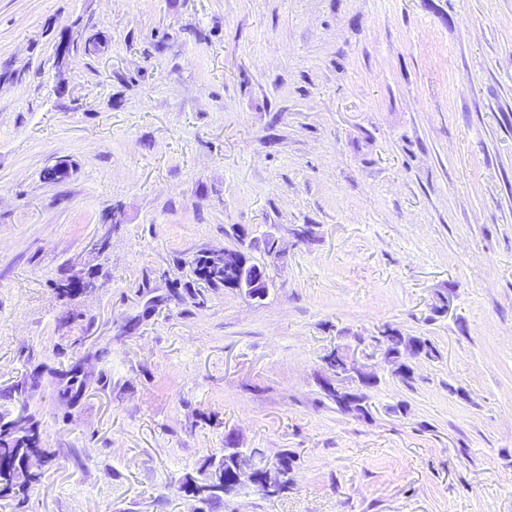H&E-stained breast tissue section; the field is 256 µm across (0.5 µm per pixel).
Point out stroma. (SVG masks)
Here are the masks:
<instances>
[{
	"mask_svg": "<svg viewBox=\"0 0 512 512\" xmlns=\"http://www.w3.org/2000/svg\"><path fill=\"white\" fill-rule=\"evenodd\" d=\"M240 244L264 298L192 273ZM384 327L437 356L337 411ZM5 413L51 460L0 512H193L231 445L292 485L207 512H512V0H0Z\"/></svg>",
	"mask_w": 512,
	"mask_h": 512,
	"instance_id": "obj_1",
	"label": "stroma"
}]
</instances>
